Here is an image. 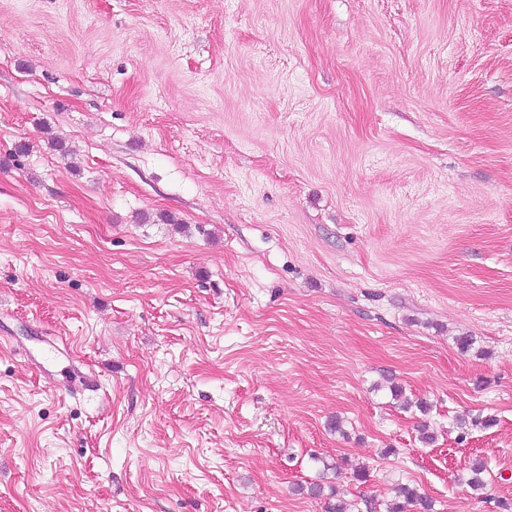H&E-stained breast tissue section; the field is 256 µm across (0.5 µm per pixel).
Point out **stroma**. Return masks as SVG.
I'll use <instances>...</instances> for the list:
<instances>
[{
	"mask_svg": "<svg viewBox=\"0 0 512 512\" xmlns=\"http://www.w3.org/2000/svg\"><path fill=\"white\" fill-rule=\"evenodd\" d=\"M0 330V512H500L512 0H0ZM24 354L31 365L41 375H47L54 386L64 387L75 393L96 392L100 387V381L97 374L92 371H84L78 366L68 364L61 370L62 379L56 378L50 367L57 361L60 348L54 344L49 347L33 350L29 347L23 348ZM323 463V469L318 474V477L316 480L307 482V484L304 486L302 484L297 485L296 491L300 492V494L307 493L310 496L313 497H325L328 500L327 506H326V512H346V508L343 505L342 502H332L333 499L336 500V488L331 485H326L324 482L325 478V471L336 469V466H332ZM325 488H328L329 492L328 494H325ZM398 501L387 506L386 512H406L413 508L416 512H431L432 500L425 494H421L416 488L401 485L398 489ZM400 498H402L400 500Z\"/></svg>",
	"mask_w": 512,
	"mask_h": 512,
	"instance_id": "35a3bbf8",
	"label": "stroma"
}]
</instances>
